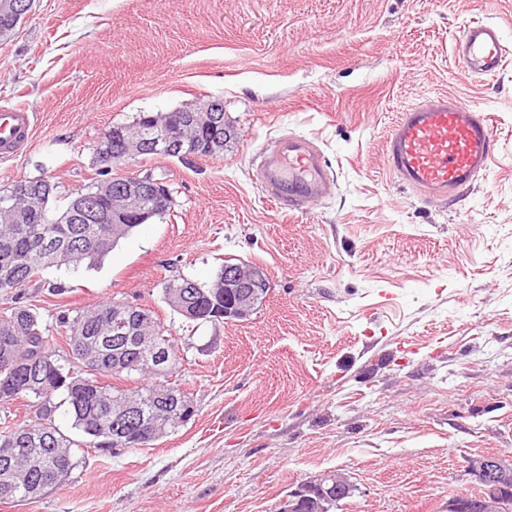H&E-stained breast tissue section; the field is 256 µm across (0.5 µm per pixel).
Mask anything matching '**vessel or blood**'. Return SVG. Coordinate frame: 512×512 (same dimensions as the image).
<instances>
[{
  "label": "vessel or blood",
  "instance_id": "1",
  "mask_svg": "<svg viewBox=\"0 0 512 512\" xmlns=\"http://www.w3.org/2000/svg\"><path fill=\"white\" fill-rule=\"evenodd\" d=\"M511 52L498 26L483 21L469 25L455 46L458 60L476 75L497 74ZM32 133L29 112L0 111V160L11 158ZM495 150L490 116L445 95L399 113L384 143L388 170L436 200L485 175ZM261 154L259 177L281 209L296 211L323 196L325 163L311 140L286 135Z\"/></svg>",
  "mask_w": 512,
  "mask_h": 512
}]
</instances>
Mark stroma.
<instances>
[{
    "label": "stroma",
    "instance_id": "35a3bbf8",
    "mask_svg": "<svg viewBox=\"0 0 512 512\" xmlns=\"http://www.w3.org/2000/svg\"><path fill=\"white\" fill-rule=\"evenodd\" d=\"M476 19L512 48V0H35L0 40V107L34 124L0 188L45 175L64 206L91 183L97 140L142 112L219 98L231 137L217 157L137 158L172 190L169 214L24 291L50 326L107 300L155 312L194 415L147 446L78 452L0 512H272L329 469L357 486L337 512H447L474 489L469 458L512 455V56L464 71L455 40ZM440 95L491 116L497 153L430 201L382 144ZM286 133L327 166L324 196L291 215L253 175ZM226 260L268 275L249 318L199 325L164 303L165 280L206 285Z\"/></svg>",
    "mask_w": 512,
    "mask_h": 512
}]
</instances>
